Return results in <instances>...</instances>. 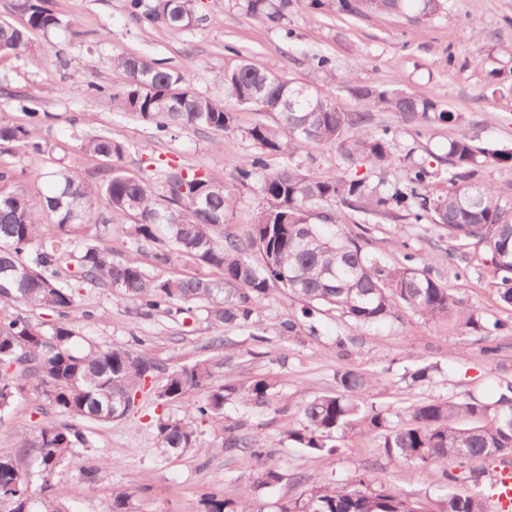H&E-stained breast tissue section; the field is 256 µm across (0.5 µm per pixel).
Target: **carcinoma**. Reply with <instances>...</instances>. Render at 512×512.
Returning a JSON list of instances; mask_svg holds the SVG:
<instances>
[{"label":"carcinoma","mask_w":512,"mask_h":512,"mask_svg":"<svg viewBox=\"0 0 512 512\" xmlns=\"http://www.w3.org/2000/svg\"><path fill=\"white\" fill-rule=\"evenodd\" d=\"M246 16L277 25L288 20L292 0H235ZM132 14L149 23L182 30L195 19L194 0H129ZM314 9H336L362 16L386 13L412 20L434 19L447 0H310ZM24 16L20 26L0 22V54L20 56L31 34L47 33L61 21L52 0H16ZM112 66L127 75L126 83L110 89L90 81L83 92L112 100L114 109L153 124L166 134L183 129L230 132L236 129L235 107L267 114L245 131L258 152L236 169L234 180H258L267 206L247 223L245 237L224 235L226 211L235 200L224 181L196 171L170 168L161 173L163 190L153 191L148 179L130 172L124 160L127 145L107 134L83 138L79 150L110 162L99 177L67 166L46 168L36 178L50 184L40 198L11 191L15 179L0 169V302L34 312L52 311L51 323L29 316H0V426L15 402L32 394L59 418L38 422L19 439L13 455H0V512H71L62 489L53 482L57 469L67 466L78 448L93 442L88 425L123 419L134 408L146 382L161 366L125 345L99 344L76 329L71 314L81 283L107 286L121 300H131L146 314H169L180 306L204 305L206 318L216 324L251 326L256 307L276 288H285L304 302L310 318L321 307L340 313L359 327L384 323L410 311L428 320L454 318L491 336L504 329L500 321L486 327L476 315L457 306L449 289L427 275L412 253L405 263L388 266L351 236L328 235L322 226L336 224V207L358 209L378 217H405L419 224L430 221L448 230L452 250L469 263L476 260L499 280V300L512 306V205L501 202L494 188L471 182L478 167L512 162V148L495 143L478 146L465 131L448 141V168L431 171L413 163L400 178L396 173L397 132L373 125L367 110L346 112L323 89L270 71L247 56L224 65V99L195 92L184 75L156 61L115 55ZM503 68L489 71L491 94H512V83L499 80ZM357 100L398 112L408 121L456 124L459 117L440 102L397 84L377 86L358 78L342 81ZM37 127L0 122V143L29 146ZM309 143L336 150L347 167L365 174H305L293 161ZM283 154L288 161L274 167L267 158ZM448 183L434 194L430 180ZM104 195L109 214L96 212L94 195ZM55 226L43 232L45 223ZM120 224L131 251L152 248L160 266L185 261L217 276L164 277L132 259H116L81 234L89 224ZM221 362L206 358L169 373L151 391L158 405L180 404L184 415L160 416L153 425L157 446L164 453L196 446L197 420L215 419L224 404L238 400L251 409L270 406L279 381L258 376L246 384L210 385ZM371 381L363 372H336V391L316 396L301 407L299 428L290 439L312 452L329 447L336 435L354 425L381 439L384 453L402 465H442L445 481L456 483L457 468H469L512 454V382L499 386L497 398L486 403L420 400L405 407L401 423L386 426L383 413L365 402ZM204 389L201 400L193 394ZM222 448L245 452L262 462L258 489L281 479L270 453L258 439L224 428ZM306 497L281 512H419L409 498L378 484L370 471L351 475L341 486L306 479ZM209 489L202 494L205 512H255ZM446 512H484L482 494L455 492Z\"/></svg>","instance_id":"obj_1"}]
</instances>
